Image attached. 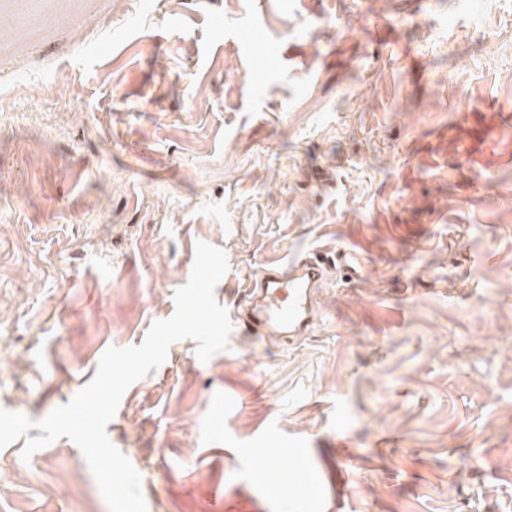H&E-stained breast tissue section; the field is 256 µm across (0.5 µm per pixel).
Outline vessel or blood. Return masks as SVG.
I'll return each mask as SVG.
<instances>
[{
	"label": "vessel or blood",
	"instance_id": "b4317fda",
	"mask_svg": "<svg viewBox=\"0 0 512 512\" xmlns=\"http://www.w3.org/2000/svg\"><path fill=\"white\" fill-rule=\"evenodd\" d=\"M351 259L348 253L333 261L307 253L288 266L267 267L249 284V301L237 311L238 327L251 335L276 336L283 345H293L309 335L322 318L316 293L331 265L345 267Z\"/></svg>",
	"mask_w": 512,
	"mask_h": 512
}]
</instances>
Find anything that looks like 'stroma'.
<instances>
[{"label": "stroma", "instance_id": "1", "mask_svg": "<svg viewBox=\"0 0 512 512\" xmlns=\"http://www.w3.org/2000/svg\"><path fill=\"white\" fill-rule=\"evenodd\" d=\"M305 252L293 347L232 331L107 425L147 512H512V0H0V407L72 400L174 312ZM0 512H110L80 449Z\"/></svg>", "mask_w": 512, "mask_h": 512}]
</instances>
